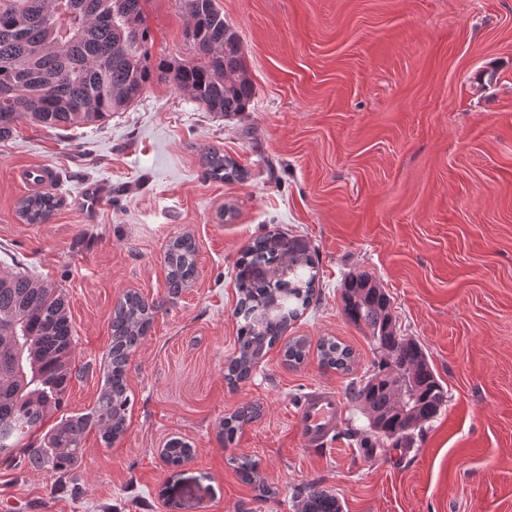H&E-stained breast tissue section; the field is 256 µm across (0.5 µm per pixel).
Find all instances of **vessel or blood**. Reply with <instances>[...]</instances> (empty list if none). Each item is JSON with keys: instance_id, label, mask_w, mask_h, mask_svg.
Masks as SVG:
<instances>
[{"instance_id": "b4317fda", "label": "vessel or blood", "mask_w": 512, "mask_h": 512, "mask_svg": "<svg viewBox=\"0 0 512 512\" xmlns=\"http://www.w3.org/2000/svg\"><path fill=\"white\" fill-rule=\"evenodd\" d=\"M342 412V401L334 390L311 389L300 401L295 416L296 430L304 445H327L336 434Z\"/></svg>"}]
</instances>
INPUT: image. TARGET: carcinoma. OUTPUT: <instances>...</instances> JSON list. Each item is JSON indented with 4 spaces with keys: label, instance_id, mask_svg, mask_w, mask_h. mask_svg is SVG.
Here are the masks:
<instances>
[{
    "label": "carcinoma",
    "instance_id": "1",
    "mask_svg": "<svg viewBox=\"0 0 512 512\" xmlns=\"http://www.w3.org/2000/svg\"><path fill=\"white\" fill-rule=\"evenodd\" d=\"M146 0H0V141L27 119L49 129L96 124L120 112L155 83H168L190 95L208 112L223 116L247 110L253 95L245 51L238 34L224 21L216 0H182L183 32L190 58L155 61ZM205 177L241 179L244 171L217 149L201 156ZM60 199L34 194L18 203L29 224L49 221ZM166 297L174 298L196 275V249L187 238L166 251ZM288 267L293 279L269 277L264 270ZM315 260L307 247L279 232L260 237L238 260L240 295L237 354L225 379L247 380L254 367L315 299ZM163 302L136 292L118 301L112 314V346L105 383L88 413H75L43 430L49 413L62 407L72 381L76 341L62 289L18 272L0 274V458L22 454L33 468L69 467L80 457L91 429L110 444L126 430L131 405L126 368L147 335ZM346 319L364 329L379 356L371 373L352 383L351 397L371 418L372 428L397 448L411 447L414 435L447 403V391L425 350L400 335L390 300L369 275L350 278L342 292ZM308 341L284 346L290 365L308 353ZM318 355L328 369L348 372L352 351L331 337L320 339ZM256 414L244 405L224 419V443L231 444ZM193 448L174 438L163 449L167 465L191 458ZM241 479L259 477L257 463L234 460ZM303 512H341L335 495L316 486L300 491Z\"/></svg>",
    "mask_w": 512,
    "mask_h": 512
}]
</instances>
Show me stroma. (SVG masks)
<instances>
[{"mask_svg": "<svg viewBox=\"0 0 512 512\" xmlns=\"http://www.w3.org/2000/svg\"><path fill=\"white\" fill-rule=\"evenodd\" d=\"M238 33L254 97L246 112H207L171 85L147 88L102 123L18 124L0 141V273L61 288L83 374L61 415L90 411L112 345V312L130 290L160 302L127 367L125 433L92 429L76 466L0 461V512H302L298 491L334 494L342 512H512V0H217ZM154 59L181 60L179 0H148ZM215 146L246 171L207 179ZM56 168L61 204L26 223L34 189L15 172ZM104 192L99 206L83 190ZM277 229L318 262L317 302L287 338L311 349L296 367L276 344L250 379L229 384L237 350L236 262ZM188 236L197 276L166 298L164 252ZM370 275L402 335L419 340L448 395L409 448L354 435L368 420L350 385L376 358L342 313L345 279ZM331 336L343 372L321 366ZM336 391L331 442L304 447L293 415L311 388ZM257 416L225 443L224 419ZM194 450L178 467L161 450ZM259 464L243 482L233 459ZM317 350L323 367L343 372L350 371L352 351L347 346H342L334 338L324 337L320 339ZM193 448L181 439H171L163 449L162 456L167 465L177 467L191 458Z\"/></svg>", "mask_w": 512, "mask_h": 512, "instance_id": "stroma-1", "label": "stroma"}]
</instances>
